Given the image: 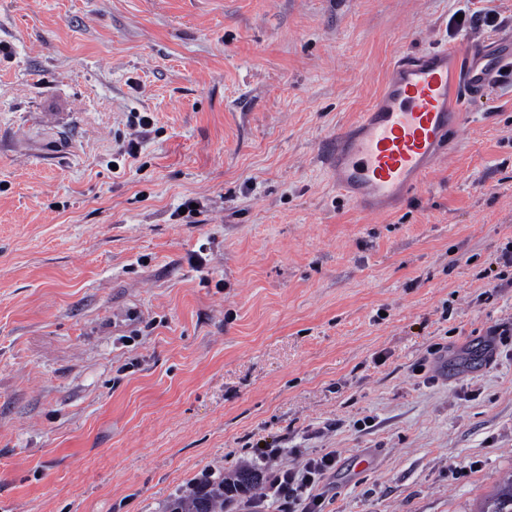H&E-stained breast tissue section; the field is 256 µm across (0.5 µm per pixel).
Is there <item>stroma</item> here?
Listing matches in <instances>:
<instances>
[{"mask_svg":"<svg viewBox=\"0 0 512 512\" xmlns=\"http://www.w3.org/2000/svg\"><path fill=\"white\" fill-rule=\"evenodd\" d=\"M479 5L0 0V512L329 452L324 512H478L512 471V78L390 214L322 154Z\"/></svg>","mask_w":512,"mask_h":512,"instance_id":"obj_1","label":"stroma"}]
</instances>
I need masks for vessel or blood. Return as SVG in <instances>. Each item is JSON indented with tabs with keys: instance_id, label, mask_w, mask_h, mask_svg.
I'll use <instances>...</instances> for the list:
<instances>
[{
	"instance_id": "obj_1",
	"label": "vessel or blood",
	"mask_w": 512,
	"mask_h": 512,
	"mask_svg": "<svg viewBox=\"0 0 512 512\" xmlns=\"http://www.w3.org/2000/svg\"><path fill=\"white\" fill-rule=\"evenodd\" d=\"M510 70L512 44L471 36L451 49L396 58L373 107L324 154L337 189L363 213H388L451 146L468 100Z\"/></svg>"
}]
</instances>
